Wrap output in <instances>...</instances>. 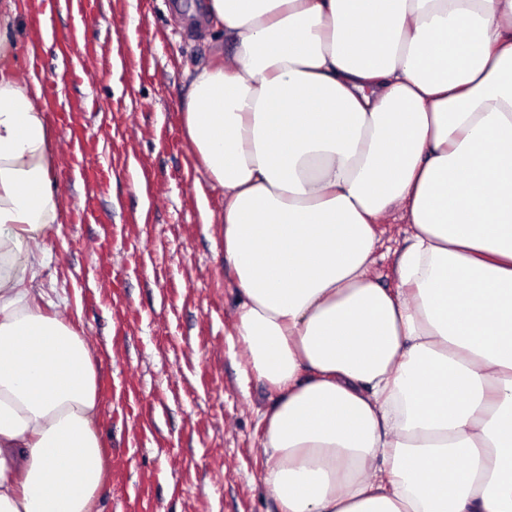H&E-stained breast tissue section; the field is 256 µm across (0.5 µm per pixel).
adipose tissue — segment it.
Instances as JSON below:
<instances>
[{
	"label": "adipose tissue",
	"mask_w": 512,
	"mask_h": 512,
	"mask_svg": "<svg viewBox=\"0 0 512 512\" xmlns=\"http://www.w3.org/2000/svg\"><path fill=\"white\" fill-rule=\"evenodd\" d=\"M0 0V512H99L96 369L37 278L58 219L45 102ZM228 61L184 111L277 393L280 512H512V0H200ZM411 235L396 287L381 217ZM399 213H395L377 224V233L380 237V247L375 254V262L371 273L385 288L396 287L393 277L395 253L404 243L407 236L408 224H404Z\"/></svg>",
	"instance_id": "obj_1"
}]
</instances>
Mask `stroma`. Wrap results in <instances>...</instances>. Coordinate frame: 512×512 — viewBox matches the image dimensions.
<instances>
[{
  "mask_svg": "<svg viewBox=\"0 0 512 512\" xmlns=\"http://www.w3.org/2000/svg\"><path fill=\"white\" fill-rule=\"evenodd\" d=\"M86 2L56 15L76 50L48 43L34 57L23 43L17 55L56 91L46 119L59 218L31 246L49 252L39 282L65 299L97 371L98 508L279 512L261 481L260 415L272 394L243 371L224 237L208 218L224 197L183 123L190 76L223 50L224 34L186 24L187 0ZM75 98L90 110L68 111ZM74 132L84 141L75 153ZM407 230L397 214L377 226L371 273L383 287L396 285Z\"/></svg>",
  "mask_w": 512,
  "mask_h": 512,
  "instance_id": "stroma-1",
  "label": "stroma"
}]
</instances>
